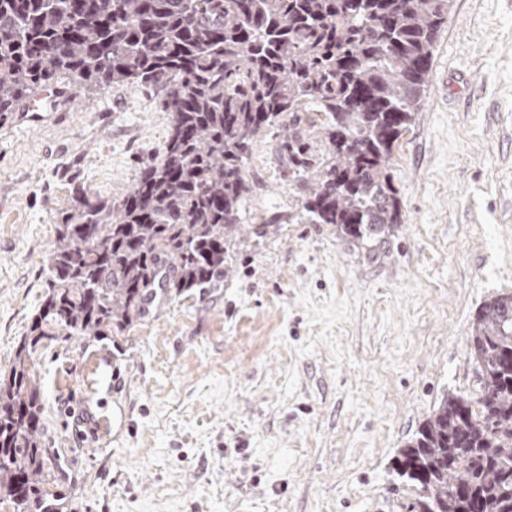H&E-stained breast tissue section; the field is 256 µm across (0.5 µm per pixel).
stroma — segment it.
<instances>
[{
    "label": "stroma",
    "instance_id": "35a3bbf8",
    "mask_svg": "<svg viewBox=\"0 0 512 512\" xmlns=\"http://www.w3.org/2000/svg\"><path fill=\"white\" fill-rule=\"evenodd\" d=\"M168 123L132 84L0 122V376L72 189L123 198ZM282 141L271 128L252 147L241 218L257 231L220 287L147 304L128 341L61 335L32 353L42 442L70 476L60 512H406L394 460L443 394L476 395L471 323L512 294V0H455L394 147L402 222L382 249L296 222L308 184Z\"/></svg>",
    "mask_w": 512,
    "mask_h": 512
}]
</instances>
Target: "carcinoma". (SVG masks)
<instances>
[{
  "mask_svg": "<svg viewBox=\"0 0 512 512\" xmlns=\"http://www.w3.org/2000/svg\"><path fill=\"white\" fill-rule=\"evenodd\" d=\"M454 0H0V121L36 90L141 83L170 115L162 159L121 200L78 192L59 213L47 293L0 377V505L55 512L67 478L42 447L27 367L63 332L118 342L149 298L220 285L243 235L254 140L277 124L298 178L300 224L379 247L402 223L390 165L421 105ZM326 150L310 154L299 113ZM480 396L446 395L400 451L410 512H512V294L476 312Z\"/></svg>",
  "mask_w": 512,
  "mask_h": 512,
  "instance_id": "cac0c4a2",
  "label": "carcinoma"
}]
</instances>
